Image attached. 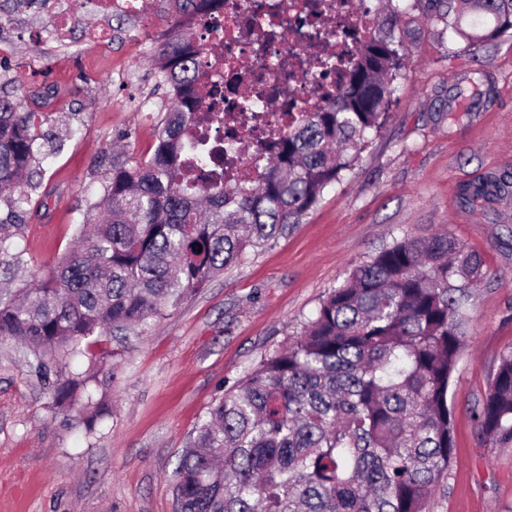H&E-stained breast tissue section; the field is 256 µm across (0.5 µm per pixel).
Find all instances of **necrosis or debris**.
Segmentation results:
<instances>
[{
    "label": "necrosis or debris",
    "mask_w": 512,
    "mask_h": 512,
    "mask_svg": "<svg viewBox=\"0 0 512 512\" xmlns=\"http://www.w3.org/2000/svg\"><path fill=\"white\" fill-rule=\"evenodd\" d=\"M104 20L89 34V47L112 41L110 21L133 17L149 28L154 0H91ZM182 23L199 31L195 58L207 88L198 114V134L230 146L235 161L225 163L227 181L255 179L265 160L258 152L254 124L269 133L287 129L297 107L314 111L334 90L336 58L354 48V36L376 25L368 0H224L184 14Z\"/></svg>",
    "instance_id": "4bbe7bcc"
}]
</instances>
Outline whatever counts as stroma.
I'll list each match as a JSON object with an SVG mask.
<instances>
[{"mask_svg":"<svg viewBox=\"0 0 512 512\" xmlns=\"http://www.w3.org/2000/svg\"><path fill=\"white\" fill-rule=\"evenodd\" d=\"M77 21L69 40L48 16L13 13L0 0V42L11 63L0 95L37 115L56 142L36 166L21 213L0 200V234L24 251L25 278L75 244L74 228L99 200L116 161L151 157L169 99L152 57L115 39L90 52L102 25L87 0H61ZM396 6L404 67L382 133L328 186L292 232L210 280L170 316L105 343L110 401L93 437L68 428L10 343L0 344V512H175L172 474L211 404L301 332L323 299L382 247L441 225L480 254L488 271L468 306V346L448 390L456 449L426 512H512V445L486 444L472 409L499 354L512 347V195L465 206L460 185L512 173V34L490 44L455 36L429 0ZM486 71L495 93L451 124L442 116L458 75ZM51 89L50 99L36 91Z\"/></svg>","mask_w":512,"mask_h":512,"instance_id":"stroma-1","label":"stroma"}]
</instances>
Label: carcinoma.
Wrapping results in <instances>:
<instances>
[{
	"label": "carcinoma",
	"mask_w": 512,
	"mask_h": 512,
	"mask_svg": "<svg viewBox=\"0 0 512 512\" xmlns=\"http://www.w3.org/2000/svg\"><path fill=\"white\" fill-rule=\"evenodd\" d=\"M448 28L492 43L512 33V0H433ZM391 12L364 32L346 83L314 112H302L269 149L270 163L239 183L206 168L196 134L199 83L195 29L173 21L172 41L153 61L174 89L154 151L118 162L95 208L106 218L31 285L0 288V341L17 345L43 379L51 406H77L86 434L107 408L92 386L105 353L92 348L141 330L188 295L301 223L323 190L353 169L384 127L402 68ZM485 73L449 90L464 111L493 97ZM34 112L0 96V193L15 208L43 145ZM512 194V175L465 183L463 203L483 207ZM0 264L27 261L0 235ZM486 273L481 257L449 227L408 237L353 268L299 336L261 360L213 404L174 471L175 512H425L448 475L455 448L448 387L467 346V304ZM79 357L86 369H73ZM493 446L512 444V349L503 352L473 409Z\"/></svg>",
	"instance_id": "carcinoma-1"
}]
</instances>
